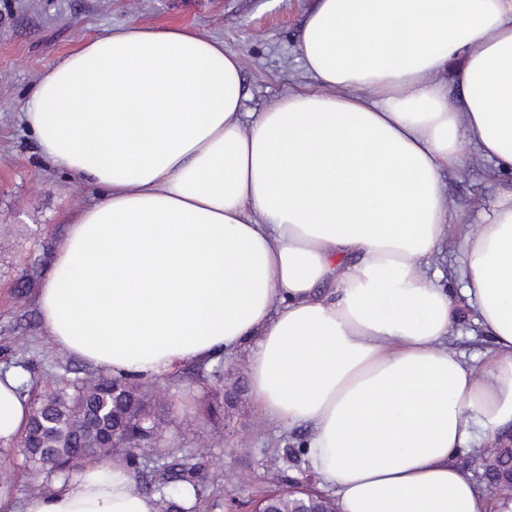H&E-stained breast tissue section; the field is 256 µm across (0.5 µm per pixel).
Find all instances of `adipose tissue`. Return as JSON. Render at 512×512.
Wrapping results in <instances>:
<instances>
[{"mask_svg":"<svg viewBox=\"0 0 512 512\" xmlns=\"http://www.w3.org/2000/svg\"><path fill=\"white\" fill-rule=\"evenodd\" d=\"M298 51L314 88L257 114L238 55L186 27H117L43 72L19 120L93 197L43 327L116 377L247 351L254 405L309 427L338 512H512L458 464L512 430V0H313ZM472 161L494 187L474 226L446 195ZM462 313L490 339L470 359ZM30 407L0 371V446ZM22 512L157 506L115 459ZM474 326L468 321H459L456 325L457 334L452 337L449 344L456 351L465 354L468 358L477 355L484 346L480 336H468Z\"/></svg>","mask_w":512,"mask_h":512,"instance_id":"adipose-tissue-1","label":"adipose tissue"}]
</instances>
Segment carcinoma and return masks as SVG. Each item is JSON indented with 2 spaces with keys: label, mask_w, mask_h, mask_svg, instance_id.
Wrapping results in <instances>:
<instances>
[{
  "label": "carcinoma",
  "mask_w": 512,
  "mask_h": 512,
  "mask_svg": "<svg viewBox=\"0 0 512 512\" xmlns=\"http://www.w3.org/2000/svg\"><path fill=\"white\" fill-rule=\"evenodd\" d=\"M151 389L129 377L100 376L96 379L63 380L53 388L31 399L29 425L46 419L53 421L36 438L25 433L16 445L23 449L32 470L48 479H66L72 469L57 463V459H75L76 467H93L100 459L84 452L100 443L101 433H115L112 452L123 456L130 466L138 467L139 452L151 449L153 486L160 512H196L206 478L201 467L189 456L179 459L161 448L156 439L160 419L139 423L146 413ZM320 503L316 490L309 494H294L278 488L268 502L274 512H307Z\"/></svg>",
  "instance_id": "1"
}]
</instances>
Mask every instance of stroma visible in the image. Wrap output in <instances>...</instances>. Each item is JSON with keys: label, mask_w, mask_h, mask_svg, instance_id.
Listing matches in <instances>:
<instances>
[{"label": "stroma", "mask_w": 512, "mask_h": 512, "mask_svg": "<svg viewBox=\"0 0 512 512\" xmlns=\"http://www.w3.org/2000/svg\"><path fill=\"white\" fill-rule=\"evenodd\" d=\"M311 0H0V370L21 368L27 394L49 390L60 379L85 377L92 364L59 351L46 336L36 296L50 268L64 219L88 202L41 157L19 121L42 72L83 39L130 23L184 25L223 41L239 55L243 109L262 112L288 92L310 86L298 53ZM490 190L480 171L465 166L449 181L448 198L477 223ZM248 354L188 362L150 379L163 389L156 405L173 456L199 462L207 482L198 512H252L267 491L320 479L301 446L307 431L288 432L266 421L241 396L224 409V386L247 378ZM0 500L52 493L30 473L19 448L0 451Z\"/></svg>", "instance_id": "1"}]
</instances>
